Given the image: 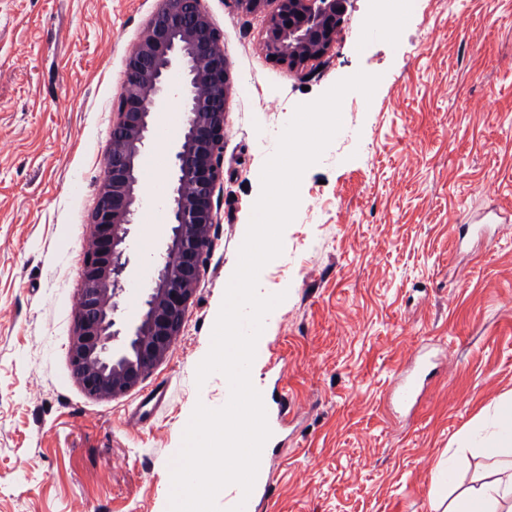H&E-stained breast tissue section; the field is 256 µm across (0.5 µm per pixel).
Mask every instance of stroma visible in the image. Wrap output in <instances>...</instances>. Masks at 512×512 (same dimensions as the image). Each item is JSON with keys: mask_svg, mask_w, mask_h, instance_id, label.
Wrapping results in <instances>:
<instances>
[{"mask_svg": "<svg viewBox=\"0 0 512 512\" xmlns=\"http://www.w3.org/2000/svg\"><path fill=\"white\" fill-rule=\"evenodd\" d=\"M159 0H0V512H164L184 420L225 404L224 377L196 382L237 265L265 160L297 105L363 71L342 128L303 175L283 252L259 275L286 298L265 319L250 377L292 411L268 446L255 512H430L439 464L449 496L493 481L498 462L462 436L512 395V0H415L389 32L353 0L326 53L293 70L263 49L277 0L257 12L202 0L224 34L233 91L204 275L180 336L136 389L84 394L69 362L125 60ZM146 152L151 175L128 240L119 327L133 323L169 241L164 202L182 105ZM506 216L485 235L475 212ZM418 404L389 392L417 352ZM164 396L145 404L154 388ZM145 412L142 424L131 417Z\"/></svg>", "mask_w": 512, "mask_h": 512, "instance_id": "35a3bbf8", "label": "stroma"}]
</instances>
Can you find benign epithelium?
Segmentation results:
<instances>
[{
	"label": "benign epithelium",
	"instance_id": "7a95c632",
	"mask_svg": "<svg viewBox=\"0 0 512 512\" xmlns=\"http://www.w3.org/2000/svg\"><path fill=\"white\" fill-rule=\"evenodd\" d=\"M349 0H279L263 43L267 56L300 67L336 40ZM292 26H287V23ZM232 88L221 30L201 0H162L126 57V84L92 215L69 348L84 393L113 398L138 387L167 356L184 326L212 246L213 194L223 177L226 105ZM180 99L182 136L174 148L175 188L166 204L170 242L143 312L126 330L115 313L125 290L127 240L139 207L136 188L153 116Z\"/></svg>",
	"mask_w": 512,
	"mask_h": 512
}]
</instances>
